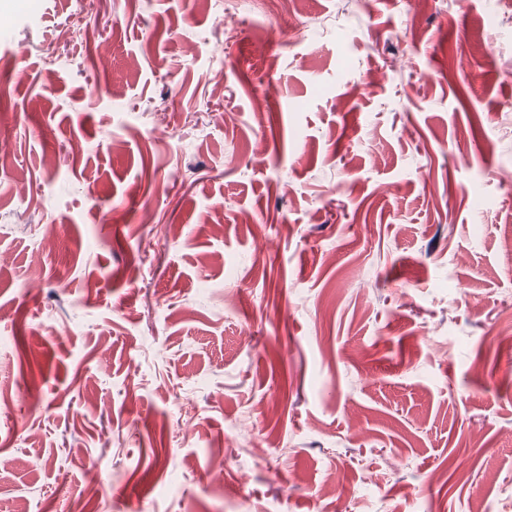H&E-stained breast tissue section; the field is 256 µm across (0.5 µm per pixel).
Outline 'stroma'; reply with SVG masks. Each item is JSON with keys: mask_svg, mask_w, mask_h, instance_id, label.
I'll return each instance as SVG.
<instances>
[{"mask_svg": "<svg viewBox=\"0 0 512 512\" xmlns=\"http://www.w3.org/2000/svg\"><path fill=\"white\" fill-rule=\"evenodd\" d=\"M1 19L0 512H512V4Z\"/></svg>", "mask_w": 512, "mask_h": 512, "instance_id": "35a3bbf8", "label": "stroma"}]
</instances>
